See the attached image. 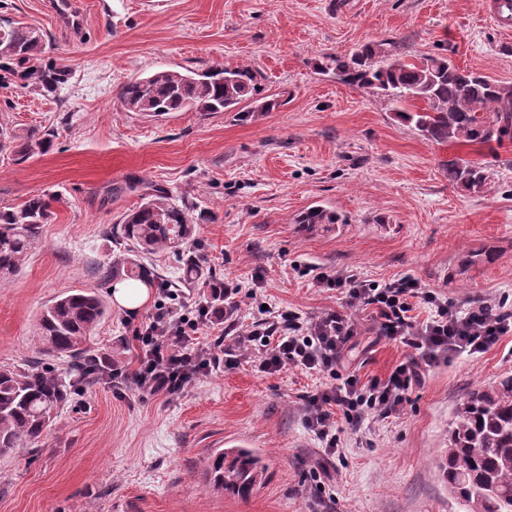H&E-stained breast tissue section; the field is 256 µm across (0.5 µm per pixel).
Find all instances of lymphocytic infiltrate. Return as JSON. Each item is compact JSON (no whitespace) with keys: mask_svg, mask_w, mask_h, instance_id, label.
I'll return each instance as SVG.
<instances>
[{"mask_svg":"<svg viewBox=\"0 0 512 512\" xmlns=\"http://www.w3.org/2000/svg\"><path fill=\"white\" fill-rule=\"evenodd\" d=\"M312 280L317 287L344 294L345 309L330 310L314 320L290 309L265 310L263 318L239 336L237 348L221 352L196 337L200 326L211 321L208 308L179 302L173 289H161L153 312L133 331V366L104 359L101 374L143 399L180 394L213 368L232 370L247 360L267 374L293 367L329 376V386L306 396L305 423L319 440L323 456L331 459L339 447L338 420L352 423L368 414L383 421L399 415L423 370L455 355L485 353L512 332V313L489 303L457 309L411 276L378 284L353 274L319 271ZM419 303L432 309L423 321L412 314ZM354 306L372 308L377 336L411 351L386 379L365 381L356 373L340 371L344 353L358 334L350 314Z\"/></svg>","mask_w":512,"mask_h":512,"instance_id":"lymphocytic-infiltrate-1","label":"lymphocytic infiltrate"}]
</instances>
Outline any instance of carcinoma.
Here are the masks:
<instances>
[{
    "label": "carcinoma",
    "instance_id": "carcinoma-1",
    "mask_svg": "<svg viewBox=\"0 0 512 512\" xmlns=\"http://www.w3.org/2000/svg\"><path fill=\"white\" fill-rule=\"evenodd\" d=\"M44 35L24 22L0 20V81L32 82L55 89L65 71L42 66ZM343 82L387 97L403 122L438 143H470L486 147L512 144V84L461 69L444 54L407 59L384 47L367 44L349 56L329 58ZM259 72L251 66L215 67L202 72L157 70L123 83L117 97L127 112L161 117L170 112H271L278 98L263 94ZM55 132L31 129L18 135L0 131V154L11 151L22 161L34 150L50 149ZM448 183L466 191L487 184L482 164L448 160ZM55 196L37 194L18 208H0V282L20 274L41 240L42 225L51 216ZM301 224H343L335 211L308 208ZM194 220L188 204H178L162 189L145 194L123 223L105 228L130 253L103 264L104 278H144L146 257L173 254L183 258L179 286L209 292L207 306L224 316V285L204 276L206 259L196 251ZM108 313L95 293L75 290L56 297L41 311L36 356L20 365L0 366V458L23 448L40 447L45 430L75 395L77 387L100 380L91 365L96 354L92 331ZM214 485L247 496L263 471L262 459L248 448H225L207 459ZM438 470L454 489L464 512H512V376L491 387L468 391L456 405L448 429V447L441 450Z\"/></svg>",
    "mask_w": 512,
    "mask_h": 512
}]
</instances>
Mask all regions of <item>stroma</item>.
Masks as SVG:
<instances>
[{"label": "stroma", "instance_id": "obj_1", "mask_svg": "<svg viewBox=\"0 0 512 512\" xmlns=\"http://www.w3.org/2000/svg\"><path fill=\"white\" fill-rule=\"evenodd\" d=\"M49 0H0V17L39 28L45 60L67 71L53 93L0 86V128L54 129L48 152L0 158V208L57 195L42 244L0 287V366L34 354L36 323L58 295L83 289L104 302L95 268L119 251L103 234L141 202L126 183L167 191L196 212V241L219 282L311 320L343 294L313 285L317 266L384 283L405 275L449 302L512 312V144H438L397 118L382 97L319 64L367 43L405 56L442 53L463 69L512 84V35L485 18L483 0H76L82 28L61 24ZM251 64L278 110L124 111L116 90L160 68ZM488 171L483 190L448 183L449 159ZM321 204L343 218L307 230ZM111 307L96 328L98 356L133 359L132 332L152 312ZM346 368L385 379L406 348L377 337L371 310ZM512 375V334L478 357L426 372L398 417L340 423V454L320 473L304 397L325 377L250 363L213 369L181 394L140 399L98 383L82 389L41 447L0 460V512H459L436 468L452 411L471 389ZM241 446L265 464L246 497L215 489L205 463Z\"/></svg>", "mask_w": 512, "mask_h": 512}]
</instances>
